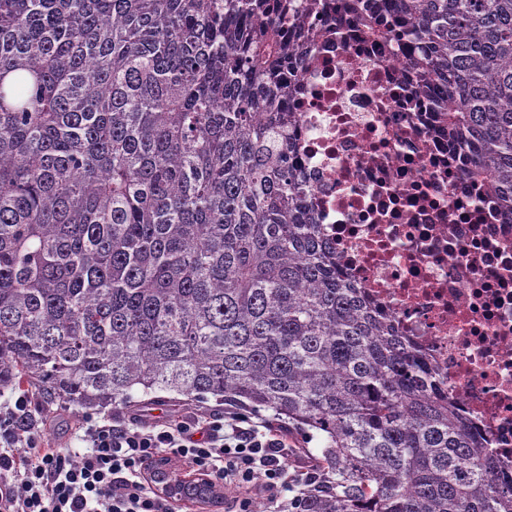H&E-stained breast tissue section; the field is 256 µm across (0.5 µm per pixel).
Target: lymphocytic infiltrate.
<instances>
[{
	"mask_svg": "<svg viewBox=\"0 0 512 512\" xmlns=\"http://www.w3.org/2000/svg\"><path fill=\"white\" fill-rule=\"evenodd\" d=\"M83 429L89 449L75 458L43 446L27 397L0 406V512H172L146 477L161 456L185 460L224 486H245L269 500L289 483L279 432L239 412L203 426L89 416Z\"/></svg>",
	"mask_w": 512,
	"mask_h": 512,
	"instance_id": "lymphocytic-infiltrate-1",
	"label": "lymphocytic infiltrate"
}]
</instances>
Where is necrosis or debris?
Listing matches in <instances>:
<instances>
[{"label":"necrosis or debris","mask_w":512,"mask_h":512,"mask_svg":"<svg viewBox=\"0 0 512 512\" xmlns=\"http://www.w3.org/2000/svg\"><path fill=\"white\" fill-rule=\"evenodd\" d=\"M325 27L296 56L298 161L343 271L424 349L512 464V224L477 204L409 46L365 33L350 0H300Z\"/></svg>","instance_id":"necrosis-or-debris-1"}]
</instances>
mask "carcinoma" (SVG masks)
<instances>
[{"label": "carcinoma", "mask_w": 512, "mask_h": 512, "mask_svg": "<svg viewBox=\"0 0 512 512\" xmlns=\"http://www.w3.org/2000/svg\"><path fill=\"white\" fill-rule=\"evenodd\" d=\"M512 217V0H354ZM294 0H0V389L227 401L318 436L292 512H512V470L316 223Z\"/></svg>", "instance_id": "1"}]
</instances>
